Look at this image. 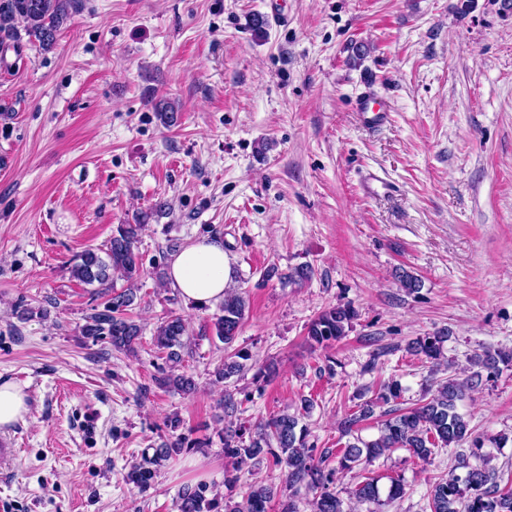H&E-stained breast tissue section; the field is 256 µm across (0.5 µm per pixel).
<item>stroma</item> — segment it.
Returning <instances> with one entry per match:
<instances>
[{"instance_id":"35a3bbf8","label":"stroma","mask_w":512,"mask_h":512,"mask_svg":"<svg viewBox=\"0 0 512 512\" xmlns=\"http://www.w3.org/2000/svg\"><path fill=\"white\" fill-rule=\"evenodd\" d=\"M82 4L49 50L0 36V380L29 392L28 414L6 430L20 455L0 480V512H178L179 492L201 482L236 502L264 483L282 500L269 458L225 485L228 423L306 398L308 440L334 454L348 442L340 421L382 383L399 381L408 408L431 380L469 375L475 355L512 350V0ZM364 94L388 104L379 130L357 121ZM162 98L179 109L174 126L153 108ZM366 169L385 179L379 195L364 193ZM139 211L151 219L127 311L143 327L132 355L83 336L103 300L68 262ZM206 236L224 239L246 299L235 345L252 354L221 383L218 305L159 283L175 248ZM303 266L310 279L288 281ZM405 273L417 290L402 287ZM339 304L357 312L347 336L311 348L308 324ZM171 315L189 323L190 397L155 382L165 361L153 334ZM438 331L448 364L435 370L408 345ZM269 362L275 375L257 378ZM458 410L512 485V367ZM173 415L207 446L173 456L147 490L127 484ZM458 454L423 462L397 448L338 474L336 490L347 500L365 478L398 479L404 496L380 512H429Z\"/></svg>"}]
</instances>
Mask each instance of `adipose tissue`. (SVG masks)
Listing matches in <instances>:
<instances>
[{"mask_svg": "<svg viewBox=\"0 0 512 512\" xmlns=\"http://www.w3.org/2000/svg\"><path fill=\"white\" fill-rule=\"evenodd\" d=\"M167 277L182 297L202 308L223 300L233 267L220 238H203L172 255Z\"/></svg>", "mask_w": 512, "mask_h": 512, "instance_id": "adipose-tissue-1", "label": "adipose tissue"}]
</instances>
